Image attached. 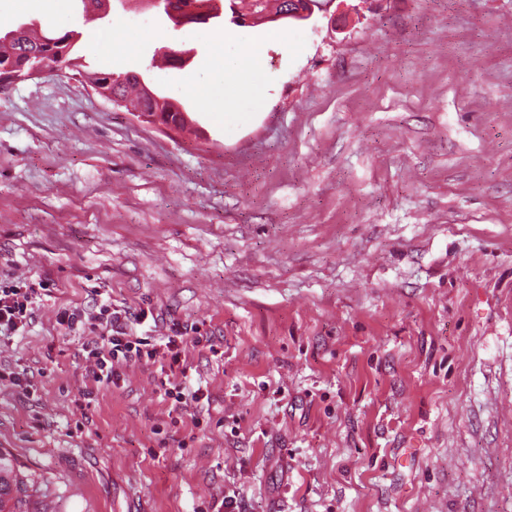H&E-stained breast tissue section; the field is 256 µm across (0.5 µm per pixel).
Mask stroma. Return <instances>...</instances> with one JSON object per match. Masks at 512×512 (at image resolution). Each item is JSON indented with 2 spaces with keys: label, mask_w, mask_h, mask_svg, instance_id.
Here are the masks:
<instances>
[{
  "label": "stroma",
  "mask_w": 512,
  "mask_h": 512,
  "mask_svg": "<svg viewBox=\"0 0 512 512\" xmlns=\"http://www.w3.org/2000/svg\"><path fill=\"white\" fill-rule=\"evenodd\" d=\"M120 29L0 89V286L49 281L0 339V452L22 512H512V0H334L306 21L177 26L143 0H0V29ZM264 82L227 125L181 92L221 47ZM186 64L157 69L165 49ZM137 72L195 136L90 87ZM207 337L198 406L159 365L84 400L62 309ZM28 486L23 478L17 474L12 460L0 453V511L3 512L5 500H12L18 504L22 498L27 497Z\"/></svg>",
  "instance_id": "stroma-1"
}]
</instances>
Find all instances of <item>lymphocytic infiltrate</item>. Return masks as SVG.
<instances>
[{
  "mask_svg": "<svg viewBox=\"0 0 512 512\" xmlns=\"http://www.w3.org/2000/svg\"><path fill=\"white\" fill-rule=\"evenodd\" d=\"M45 283H27L0 287V331L15 333L27 325L32 306L45 292ZM147 312L128 317L126 310L111 303L100 304L97 310L67 309L61 312L58 323L69 331L89 333L83 344L86 362V395L109 387L119 381L124 367L142 359L161 358L167 362L165 376L160 381L164 398L181 407L203 399L202 390L186 392L183 380L186 366L182 359L188 348L199 346L201 337L188 335L185 327L172 325L169 335L154 338L134 335L130 321L145 322Z\"/></svg>",
  "mask_w": 512,
  "mask_h": 512,
  "instance_id": "obj_1",
  "label": "lymphocytic infiltrate"
}]
</instances>
